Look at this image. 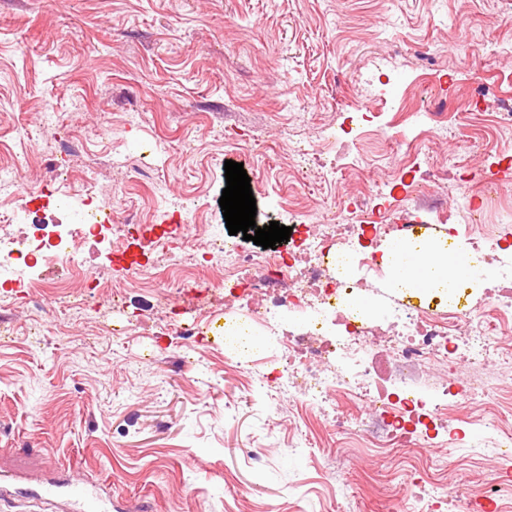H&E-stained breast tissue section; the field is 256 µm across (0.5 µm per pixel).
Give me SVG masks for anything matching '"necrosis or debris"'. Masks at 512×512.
Returning a JSON list of instances; mask_svg holds the SVG:
<instances>
[{"instance_id": "necrosis-or-debris-1", "label": "necrosis or debris", "mask_w": 512, "mask_h": 512, "mask_svg": "<svg viewBox=\"0 0 512 512\" xmlns=\"http://www.w3.org/2000/svg\"><path fill=\"white\" fill-rule=\"evenodd\" d=\"M473 110L472 98L465 97L414 119L416 132L402 141L395 177H405L426 141L449 117L462 121ZM383 196V187H373L356 195L345 212L338 210L336 201L326 200L315 224L300 214L295 248L285 254L242 252L217 224L205 225L202 247L224 268L225 301L237 303L239 313L264 326L287 352L288 369L277 376L278 386L321 410L340 400H370L366 417L340 419L336 426L365 431L385 448L413 435L429 439L434 419L488 398L487 389L461 378L433 386L421 382L420 376L427 368L450 367L461 358L481 365L490 352L504 349V337L512 335V252L500 238L466 225L485 274L498 284L496 290L462 307L431 308L399 300L379 320L354 314L349 309L352 293L371 290L381 274L377 253L382 241L395 230L405 235L415 231L410 220L394 225L393 213L376 204ZM117 212L119 223L107 228L97 223L56 224L49 233L23 239L8 232L0 213V282L57 295L66 292L68 280H87L86 268L76 259L84 243L107 239L116 257L130 248L135 216L122 206ZM346 251L358 256L357 278L342 276L333 265L334 257ZM49 264L66 267L68 280L39 278L38 268ZM287 317L295 321L288 329L282 326ZM379 346L395 365L388 386L378 384L372 374L370 356Z\"/></svg>"}]
</instances>
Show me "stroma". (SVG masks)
<instances>
[{"instance_id":"35a3bbf8","label":"stroma","mask_w":512,"mask_h":512,"mask_svg":"<svg viewBox=\"0 0 512 512\" xmlns=\"http://www.w3.org/2000/svg\"><path fill=\"white\" fill-rule=\"evenodd\" d=\"M469 34L512 46V0H0V163L29 153L12 231L76 221L65 186L46 183L61 164L94 169L98 217L120 193L143 224L191 199L204 224H220L228 160L250 178L257 226H288L315 197L298 189L289 135L372 130L404 96L428 111L472 91L478 112L437 129L428 166L412 174L429 192L393 191L395 208L447 232L462 219L431 174L492 133L512 94V55L469 54ZM369 76L365 107L357 86ZM133 108L141 117L126 123ZM48 109L61 118L46 128ZM366 148L367 168L339 176L337 196L390 179L402 156L392 139ZM43 189L49 200L25 202ZM202 239L198 228L170 240L210 289L198 336L169 329L164 299L139 277L166 273L136 245L121 262L87 245L96 286L73 283L84 300L70 310L18 288L0 299V475L35 485L63 467L79 481L93 473L151 512H512L509 497L480 502L512 455L467 453L484 414L512 433V361L483 369L492 397L455 412L437 438L379 450L267 386L255 365L276 368L283 350L265 330L251 328L260 346L243 354L213 334L226 323L224 293L210 287L222 269L204 261ZM112 325L132 332L113 342Z\"/></svg>"}]
</instances>
